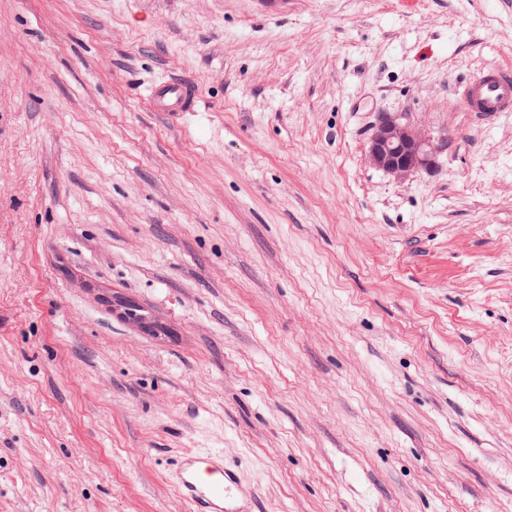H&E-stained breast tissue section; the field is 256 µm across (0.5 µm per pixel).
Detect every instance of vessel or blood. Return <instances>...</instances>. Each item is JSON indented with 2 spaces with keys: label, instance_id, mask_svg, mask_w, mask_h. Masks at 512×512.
I'll return each mask as SVG.
<instances>
[{
  "label": "vessel or blood",
  "instance_id": "obj_1",
  "mask_svg": "<svg viewBox=\"0 0 512 512\" xmlns=\"http://www.w3.org/2000/svg\"><path fill=\"white\" fill-rule=\"evenodd\" d=\"M198 100L196 85L182 77L157 82L148 92L150 107L171 115L195 111ZM460 101L469 112H512V72L494 67L478 72L464 82ZM176 481L191 512H251L248 500L233 493L236 475L208 459L184 456Z\"/></svg>",
  "mask_w": 512,
  "mask_h": 512
}]
</instances>
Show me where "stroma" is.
Returning <instances> with one entry per match:
<instances>
[{"mask_svg": "<svg viewBox=\"0 0 512 512\" xmlns=\"http://www.w3.org/2000/svg\"><path fill=\"white\" fill-rule=\"evenodd\" d=\"M488 66L512 0H0V512H189L188 454L256 512H512ZM382 112L432 168L369 163ZM460 101L467 112H512V72L494 67L478 72L462 85ZM148 97V103L155 112L170 115L194 112L199 100L196 85L182 77L157 82L149 90ZM112 309L122 317L132 320L138 324L139 327L148 332H158L162 329L161 326L154 321H151L148 317L137 313L138 309L136 306L119 296H112Z\"/></svg>", "mask_w": 512, "mask_h": 512, "instance_id": "stroma-1", "label": "stroma"}]
</instances>
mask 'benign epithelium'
<instances>
[{
	"label": "benign epithelium",
	"instance_id": "benign-epithelium-1",
	"mask_svg": "<svg viewBox=\"0 0 512 512\" xmlns=\"http://www.w3.org/2000/svg\"><path fill=\"white\" fill-rule=\"evenodd\" d=\"M437 147L397 113L383 114L367 144L370 163L395 179L432 166ZM112 309L148 332L161 326L138 313L136 306L119 296L112 297Z\"/></svg>",
	"mask_w": 512,
	"mask_h": 512
}]
</instances>
